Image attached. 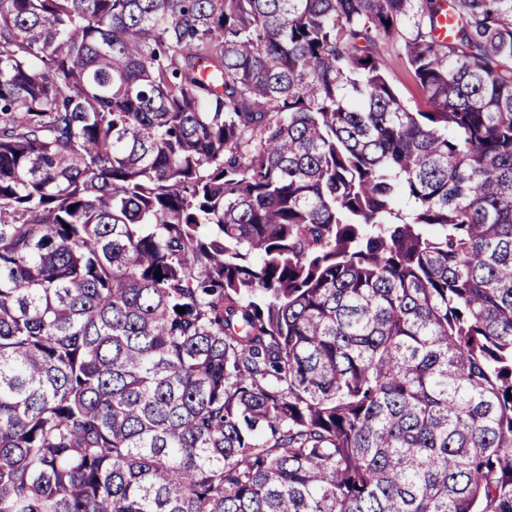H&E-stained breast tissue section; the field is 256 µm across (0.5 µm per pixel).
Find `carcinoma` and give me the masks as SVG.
Masks as SVG:
<instances>
[{"label": "carcinoma", "instance_id": "carcinoma-1", "mask_svg": "<svg viewBox=\"0 0 512 512\" xmlns=\"http://www.w3.org/2000/svg\"><path fill=\"white\" fill-rule=\"evenodd\" d=\"M510 392L512 0H0V512H512ZM388 58L389 75L401 98L412 108L419 106L426 109L427 105L421 98L416 84L406 68L404 61L389 48L386 52Z\"/></svg>", "mask_w": 512, "mask_h": 512}]
</instances>
